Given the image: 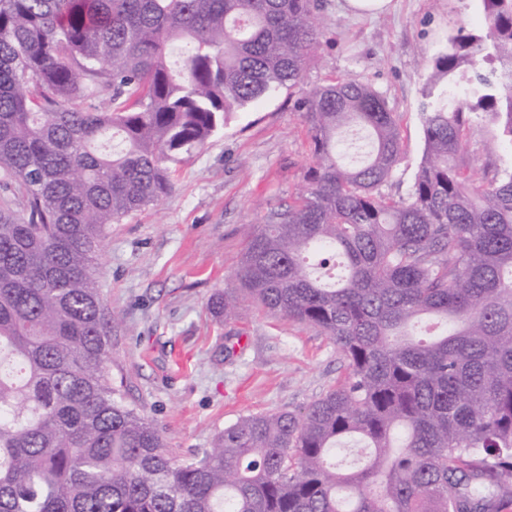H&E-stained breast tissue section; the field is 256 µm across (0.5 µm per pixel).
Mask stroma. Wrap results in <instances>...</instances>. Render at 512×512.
Here are the masks:
<instances>
[{
  "mask_svg": "<svg viewBox=\"0 0 512 512\" xmlns=\"http://www.w3.org/2000/svg\"><path fill=\"white\" fill-rule=\"evenodd\" d=\"M322 0L320 44L303 83L232 112L223 132L173 165L174 192L112 225L102 295L112 329V384L183 458L239 418L298 411L334 388L347 364L319 329L243 303L235 319L209 304L229 283L254 227L294 204L312 160L304 100L337 77L387 100L402 153L383 193L397 200L423 156L419 114L426 63L458 25H480L477 0H392L359 18Z\"/></svg>",
  "mask_w": 512,
  "mask_h": 512,
  "instance_id": "obj_1",
  "label": "stroma"
}]
</instances>
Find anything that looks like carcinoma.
I'll use <instances>...</instances> for the list:
<instances>
[{"mask_svg": "<svg viewBox=\"0 0 512 512\" xmlns=\"http://www.w3.org/2000/svg\"><path fill=\"white\" fill-rule=\"evenodd\" d=\"M430 61L409 199L380 187L385 98L312 89L298 203L257 226L242 302L313 326L348 374L306 408L242 417L184 459L112 387L109 227L174 190L229 114L303 80L317 0H0V512H502L512 504V0H478ZM107 99L103 108L96 105ZM494 127L475 188L474 123ZM366 133L357 165L341 135ZM336 255L344 276L315 274ZM369 449L346 472L343 441Z\"/></svg>", "mask_w": 512, "mask_h": 512, "instance_id": "1", "label": "carcinoma"}]
</instances>
